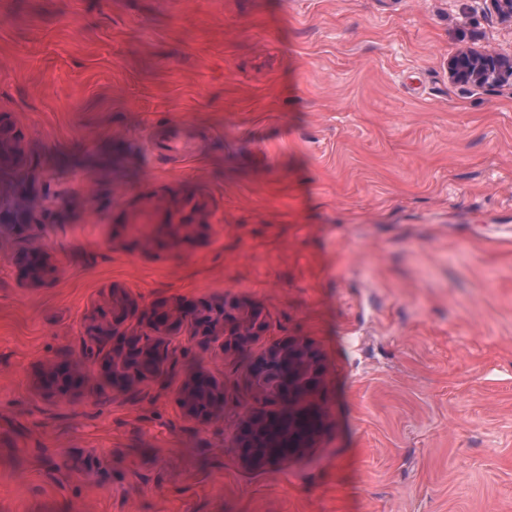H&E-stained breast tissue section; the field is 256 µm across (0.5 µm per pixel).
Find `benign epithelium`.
<instances>
[{
  "instance_id": "benign-epithelium-1",
  "label": "benign epithelium",
  "mask_w": 512,
  "mask_h": 512,
  "mask_svg": "<svg viewBox=\"0 0 512 512\" xmlns=\"http://www.w3.org/2000/svg\"><path fill=\"white\" fill-rule=\"evenodd\" d=\"M484 8L500 20L512 24V0H481ZM448 78L455 84L467 87L490 86L506 77L512 78V55L488 54L474 49H462L448 58ZM23 155L20 130L6 112L0 114V159L13 160ZM24 277L33 284L45 282L42 249L34 248L23 253ZM237 304L234 321L229 324L218 308L210 313V321L200 326L194 319L195 307L182 303H164L152 307L147 322L126 324L132 303L122 288H114L105 298L107 313L94 326L95 347H88L81 356L46 365L40 386L43 392L59 404H66L83 388L104 378L111 382L114 391L133 395L141 386L161 374L164 363L176 354L178 348L172 338L186 333L199 337L206 346L218 345L223 356L244 361L247 373H252L270 361L272 355L288 360V370L296 369L297 357L302 356L312 364V381L303 389L288 385L272 393H258L256 397L267 404L288 405V418L304 414L311 428L288 429V433L270 442L257 436L260 427L271 424V415L253 410L243 411L231 433V447L239 462L248 468L262 469L288 458L305 447L316 427V414L301 402L312 399L328 373L319 352L305 339L287 338L269 343L257 356L247 355L249 347L267 331V325L256 305L233 299ZM120 334L113 344L106 337ZM137 345L142 349V360L152 362V369H141L128 378L112 380V363L121 353ZM205 381L210 389V407L207 414L194 412L193 389L197 382ZM177 401L184 414L201 425L211 423L224 409V387L213 376L198 366L189 373L177 390Z\"/></svg>"
}]
</instances>
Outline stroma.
<instances>
[{
  "instance_id": "35a3bbf8",
  "label": "stroma",
  "mask_w": 512,
  "mask_h": 512,
  "mask_svg": "<svg viewBox=\"0 0 512 512\" xmlns=\"http://www.w3.org/2000/svg\"><path fill=\"white\" fill-rule=\"evenodd\" d=\"M463 47L512 54V25L480 0H0L26 152L0 164V512H512V79L454 84ZM180 118L190 159L159 157ZM115 286L309 340L333 368L311 445L240 464L262 405L218 351L207 427L181 371L50 402ZM41 254V248H32V250L26 251L22 255L24 259L23 275L30 283L33 284L45 282L43 273L44 267L46 268V266ZM205 381L210 389V407L208 413L197 414L194 412L193 389L197 382ZM177 401L184 414L198 422L200 425H208L224 409V385H219L213 376L200 364L197 369L189 373L177 390Z\"/></svg>"
}]
</instances>
